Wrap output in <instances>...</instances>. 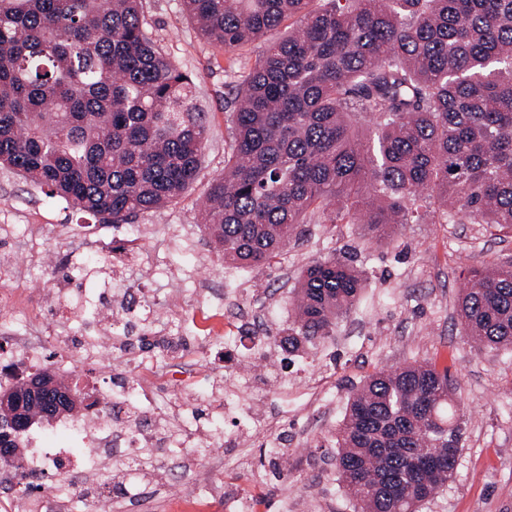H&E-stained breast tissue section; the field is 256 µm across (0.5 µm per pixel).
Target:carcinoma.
<instances>
[{"label": "carcinoma", "instance_id": "cac0c4a2", "mask_svg": "<svg viewBox=\"0 0 512 512\" xmlns=\"http://www.w3.org/2000/svg\"><path fill=\"white\" fill-rule=\"evenodd\" d=\"M182 0L226 50L299 18L242 76L224 174L201 212L224 261L272 265L308 219L415 224L433 202L512 232V0ZM192 79L162 52L143 0H0V168L83 218L131 224L185 194L207 136ZM372 124L362 139L356 117ZM364 278L308 267L282 343L321 341ZM463 336L512 349V259L480 265ZM52 418L75 405L55 384ZM462 422L448 368L378 371L349 399L335 467L355 512H420L453 473Z\"/></svg>", "mask_w": 512, "mask_h": 512}]
</instances>
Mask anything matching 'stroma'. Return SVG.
Returning a JSON list of instances; mask_svg holds the SVG:
<instances>
[{"mask_svg": "<svg viewBox=\"0 0 512 512\" xmlns=\"http://www.w3.org/2000/svg\"><path fill=\"white\" fill-rule=\"evenodd\" d=\"M145 15L166 58L194 81L204 113L207 146L192 188L135 223L100 226L91 239L64 201L0 169V255L12 254L23 270L18 277L0 270V288L21 290L33 305L36 330L50 337L51 353L69 354L67 337L106 331L102 319L81 323L58 315L45 296L61 288L86 306L97 305L111 284L112 244L129 254L121 270L128 286L154 296L151 318L172 324L173 335L186 343L203 333L198 311L232 325L224 313L227 298L255 302L267 333L277 336L293 321L299 273L321 258L351 260L365 277L359 301L332 336L295 352L287 379L254 367L247 357L238 365L242 378L271 387L258 413L271 426L287 424V446L271 450L243 436L227 456H214L203 474L175 479L156 467L146 478L154 494L149 512H168L171 502L191 496L202 475L222 479L229 493H254L265 512H352L333 460L348 397L374 372L422 360L448 369L466 412L453 475L422 512H512V350L474 348L458 320L469 267L512 258V234L465 219L436 224L428 215L391 236L364 224L309 223L272 266L225 263L196 202L224 171L232 142L231 89L266 42L224 50L200 34L181 0H145ZM197 361L199 373L175 375L170 384L186 389L182 412L206 419L214 405L206 379L225 372L211 355L198 354Z\"/></svg>", "mask_w": 512, "mask_h": 512, "instance_id": "35a3bbf8", "label": "stroma"}]
</instances>
